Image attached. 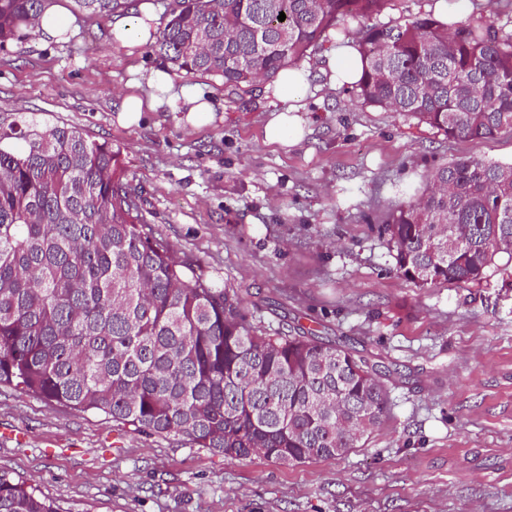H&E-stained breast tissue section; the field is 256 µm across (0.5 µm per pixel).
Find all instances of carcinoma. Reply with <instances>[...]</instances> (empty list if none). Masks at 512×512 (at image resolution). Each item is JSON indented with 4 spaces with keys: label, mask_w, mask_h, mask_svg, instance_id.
I'll return each mask as SVG.
<instances>
[{
    "label": "carcinoma",
    "mask_w": 512,
    "mask_h": 512,
    "mask_svg": "<svg viewBox=\"0 0 512 512\" xmlns=\"http://www.w3.org/2000/svg\"><path fill=\"white\" fill-rule=\"evenodd\" d=\"M74 2L101 17L129 9ZM393 2L175 0L152 49L239 88L297 64L334 30L365 63L363 102L450 139L512 128V34L491 24L450 32L429 14L349 27ZM44 4L0 0V47L33 29ZM381 233L396 271L420 288L481 280L512 241V164L435 168ZM0 384L139 434L284 463L347 455L389 409L367 360L250 321L236 289L181 260L146 224L120 147L24 112L0 113ZM0 512L56 510L0 472Z\"/></svg>",
    "instance_id": "obj_1"
}]
</instances>
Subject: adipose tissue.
<instances>
[{"label": "adipose tissue", "mask_w": 512, "mask_h": 512, "mask_svg": "<svg viewBox=\"0 0 512 512\" xmlns=\"http://www.w3.org/2000/svg\"><path fill=\"white\" fill-rule=\"evenodd\" d=\"M323 72L330 86H351L361 76L362 61L352 45L339 44L326 54ZM308 89L309 73L305 68L290 66L278 73L275 93L278 98L288 101L289 107L271 112L265 125V136L269 142L288 147L303 139L305 127L299 111Z\"/></svg>", "instance_id": "1"}]
</instances>
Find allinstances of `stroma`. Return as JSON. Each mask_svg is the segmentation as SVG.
<instances>
[{
  "instance_id": "obj_1",
  "label": "stroma",
  "mask_w": 512,
  "mask_h": 512,
  "mask_svg": "<svg viewBox=\"0 0 512 512\" xmlns=\"http://www.w3.org/2000/svg\"><path fill=\"white\" fill-rule=\"evenodd\" d=\"M61 42L25 34L0 48V111L34 112L121 147L143 215L179 257L241 294L250 318L340 342L387 371L390 410L340 458H230L138 434L105 416L0 386V472L57 512H512V255L481 281L419 288L379 233L391 209L460 159L512 163V129L449 139L418 119L332 88L335 36L303 59L310 90L297 145L266 141L274 84L245 89L174 69L112 41L113 18L73 10ZM462 25L512 33V0H469ZM168 72L174 90L150 86ZM188 90L212 121H185ZM154 97L136 126L123 92Z\"/></svg>"
}]
</instances>
